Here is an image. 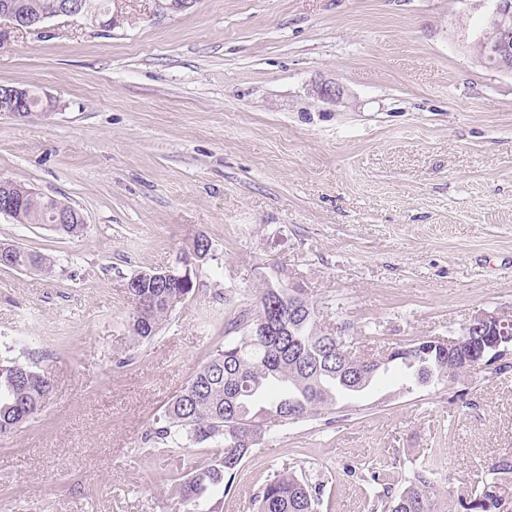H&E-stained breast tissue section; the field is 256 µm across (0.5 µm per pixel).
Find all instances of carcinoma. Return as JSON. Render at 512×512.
I'll return each instance as SVG.
<instances>
[{"label":"carcinoma","instance_id":"1","mask_svg":"<svg viewBox=\"0 0 512 512\" xmlns=\"http://www.w3.org/2000/svg\"><path fill=\"white\" fill-rule=\"evenodd\" d=\"M60 0H0L1 12L27 13L50 17ZM21 203L13 218L21 224H49L60 201L30 194L18 184ZM190 265L206 258L207 240L197 238L189 247ZM11 267L51 277L56 260L19 246L7 249ZM192 275L173 278L163 284L144 278L128 289L134 309L127 328L139 343L156 335L168 314L192 293ZM299 299L310 310L314 305L302 288H277L258 292L256 308L230 322L238 335L224 341V348L190 379L187 386L165 406L149 440L168 448H180L189 441L216 444L212 463L196 467L177 481L176 494L183 505H195L207 494L224 491L242 460L256 445L251 433L264 424H296L316 418L338 401L352 398L359 391L347 380L354 373L342 369L336 354L341 337L317 329L315 317L298 322L288 320V300ZM270 324L271 335L259 341L251 338L261 321ZM487 336H471L460 348L449 349L438 342L424 341L393 349L403 371L401 388L417 385H449L473 374L472 363L482 359L489 366L496 362L488 349ZM51 389L49 376L37 363L0 355V436L13 432L41 411ZM492 478L482 479L456 492V506L462 512H498L501 495L512 493V456H503L487 467ZM323 485H312L293 471L275 477L263 488L257 512H317ZM438 492L432 473L416 469L397 489L387 483L380 495V509L374 512H438Z\"/></svg>","mask_w":512,"mask_h":512}]
</instances>
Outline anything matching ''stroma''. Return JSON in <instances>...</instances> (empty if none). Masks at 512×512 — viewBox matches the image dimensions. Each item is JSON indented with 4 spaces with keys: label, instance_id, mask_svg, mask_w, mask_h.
Segmentation results:
<instances>
[{
    "label": "stroma",
    "instance_id": "1",
    "mask_svg": "<svg viewBox=\"0 0 512 512\" xmlns=\"http://www.w3.org/2000/svg\"><path fill=\"white\" fill-rule=\"evenodd\" d=\"M114 24L0 20V85L50 114H0V178L77 208L69 237L0 214V244L56 258L0 267V349L42 352L43 410L0 439V512H183L175 481L212 445L147 452L164 405L265 283L305 289L321 329L376 356L512 315V73L482 63L487 0H99ZM342 88L340 100L315 86ZM211 249L157 335L132 343L135 273ZM512 455V367L401 390L394 375L275 426L223 512L281 472L319 512H371L427 466L444 496ZM0 91L3 92V95L1 93V96L4 97L3 100H1V102H8V97L12 99V101L14 102H19L20 104H24V99L25 97H28L27 98V101H26V104L21 106L20 108H22L23 110H25L26 112H29L30 114H33V112H38V111H43V107H44V102L43 100L41 99V97L33 90H28L26 88H18V87H13L12 89L9 90V95L8 97H6V95L4 94V91H5V87H0ZM29 92H30V95H29ZM6 251L8 257H12L11 265L8 267L33 271L46 277H51L55 273L56 260L51 256L30 252L19 246H10Z\"/></svg>",
    "mask_w": 512,
    "mask_h": 512
}]
</instances>
